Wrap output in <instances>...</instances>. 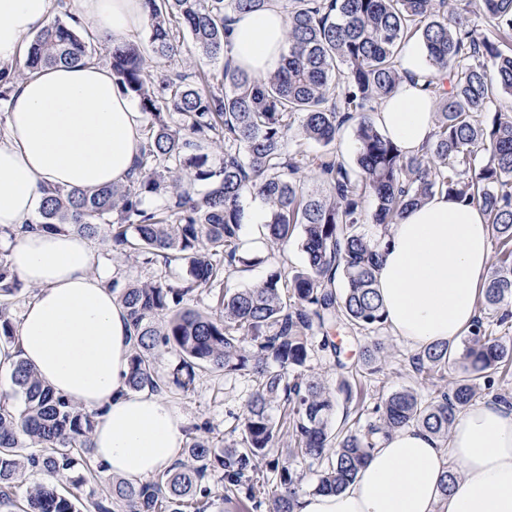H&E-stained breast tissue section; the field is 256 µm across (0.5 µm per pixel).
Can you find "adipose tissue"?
<instances>
[{"mask_svg": "<svg viewBox=\"0 0 512 512\" xmlns=\"http://www.w3.org/2000/svg\"><path fill=\"white\" fill-rule=\"evenodd\" d=\"M75 17L98 38L120 43L145 25L144 0H73ZM56 0H0V74L12 76L31 37L51 20ZM277 0L236 15L224 36L230 62L255 76L273 72L288 45ZM419 52L402 58L404 78L373 119L404 153L434 132L431 95L413 86ZM143 115L110 67L90 61L39 67L11 87L0 131V227L17 234L7 259L36 292L19 338L0 343V372L30 363L54 390L96 413L93 453L105 474L130 482L169 470L181 458L187 420L162 394L126 383L135 338L127 309L109 287L77 230L34 223L51 184L87 191L131 176L143 144ZM491 229L474 204L435 193L392 225L376 270L384 321L412 350L461 336L478 315L490 269ZM462 474L449 494L441 480ZM297 512H512V402L473 405L447 441L420 427L391 432L358 478L336 494L301 496Z\"/></svg>", "mask_w": 512, "mask_h": 512, "instance_id": "1", "label": "adipose tissue"}]
</instances>
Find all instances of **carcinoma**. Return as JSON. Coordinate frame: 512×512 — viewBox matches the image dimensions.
Listing matches in <instances>:
<instances>
[{"label": "carcinoma", "instance_id": "obj_1", "mask_svg": "<svg viewBox=\"0 0 512 512\" xmlns=\"http://www.w3.org/2000/svg\"><path fill=\"white\" fill-rule=\"evenodd\" d=\"M268 2L144 0L146 45L105 47L115 81L149 117L137 172L93 192L54 188L38 220L50 231L104 233L113 250L145 264L180 265V282L122 288L136 331L128 384L185 392L203 373L246 371L254 385L231 429L240 440L222 448L206 427L193 425L175 467L139 485L114 478L99 498L87 499L83 487L100 477L91 442L95 415L56 394L19 359L11 372L17 402L0 399L3 512H207L215 497L257 509L266 494L270 512H295L304 476L280 462L272 407L282 408V424L291 429L286 456L324 465L313 492L337 493L355 480L378 437L406 426L448 437L457 416L512 368V338L497 335L512 317V115L483 120L499 96L512 97V0H480L492 37L473 20L471 0H285L288 52L274 72L257 78L224 58V35L235 15ZM187 36L201 59L224 61L220 79L180 69ZM412 38L422 43L428 71L448 70V87L424 76V89L437 100L435 132L407 155L367 109L398 90L401 51ZM94 43L93 34L56 17L35 34L16 77L91 61ZM146 47L166 73L149 69ZM346 126L354 131L350 159L338 147ZM304 142L320 150L307 153ZM309 178L323 188L307 189ZM438 191L479 206L499 246L470 330L456 343L409 357L422 384L438 386L451 363L462 372L434 396L398 390L375 404L376 420L334 428L335 392L351 399L350 381L338 374L333 391L305 374L307 363L317 348L340 355L330 339L335 329L370 335L385 327L375 279L381 238ZM247 195L267 205L259 232L268 246L301 228L305 263L228 292L224 279L251 262L239 251ZM158 196L164 205L147 206ZM368 223L375 233L366 232ZM23 289L0 251V297ZM204 293L216 298L215 307L191 308ZM15 336L1 306L0 342ZM162 351L178 356L166 373L157 367ZM380 353L377 342L362 347L368 374L380 370ZM30 475L47 481L21 503L14 488Z\"/></svg>", "mask_w": 512, "mask_h": 512}]
</instances>
